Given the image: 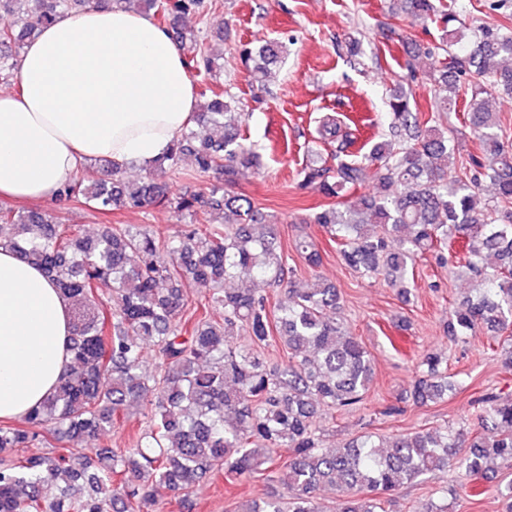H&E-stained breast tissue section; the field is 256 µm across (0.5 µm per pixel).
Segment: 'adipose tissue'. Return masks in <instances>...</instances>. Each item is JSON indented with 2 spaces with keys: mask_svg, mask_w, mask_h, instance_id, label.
Masks as SVG:
<instances>
[{
  "mask_svg": "<svg viewBox=\"0 0 512 512\" xmlns=\"http://www.w3.org/2000/svg\"><path fill=\"white\" fill-rule=\"evenodd\" d=\"M0 92V200L55 198L79 162L164 154L197 108L173 38L148 18L89 7L23 52ZM71 305L41 268L0 248V419L25 417L66 373Z\"/></svg>",
  "mask_w": 512,
  "mask_h": 512,
  "instance_id": "obj_1",
  "label": "adipose tissue"
}]
</instances>
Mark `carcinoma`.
<instances>
[{"label":"carcinoma","instance_id":"cac0c4a2","mask_svg":"<svg viewBox=\"0 0 512 512\" xmlns=\"http://www.w3.org/2000/svg\"><path fill=\"white\" fill-rule=\"evenodd\" d=\"M141 13L179 44L187 71L206 81V111L191 114L196 128L184 131L163 156L149 161V177L130 183L123 167L97 160L100 176L84 170L57 192L59 202H77L98 212L167 206L180 215L206 216L205 232L192 224L170 235L144 224H111L95 239L77 225L40 208L0 207V247L40 267L73 306L71 364L54 392L20 425H0V451L43 444L40 429L59 441L95 438L112 431L130 410L154 392L148 429L128 448L103 445L87 453L42 452L0 462V512H140L156 484L189 492L216 471L249 475L266 467L279 474L286 494L258 501L244 512H318L316 493L339 492L337 512H386L389 496L423 475L444 481L459 465L469 477L489 467L512 471V393L488 392L474 403L472 426L418 429L389 437L365 432L333 450L320 445L315 418L361 403L374 378L370 352L338 318L336 288L315 280L288 288L270 303L269 286L294 275L272 246L274 232L251 233L262 214L251 198L224 190L241 168L257 164L245 144L242 113L221 88V66L204 47L200 32L179 25L204 13V0H0L14 17L0 28V81L16 78L20 53L61 14L90 5ZM417 21H436L443 34L433 68L438 94L428 113L412 110L403 90L388 100V138L360 156L349 148L350 132L325 122V150L311 151L300 188L325 198L350 196L343 207L314 212L339 246L345 263L382 279L408 298L416 260L452 265L477 283L476 296L448 317V336L464 342L482 327L499 336L512 332V139L484 96L502 87L512 92V31L483 26L465 39L451 8L433 0H398ZM272 39L247 48L242 57L251 84L267 90L268 68L283 53ZM466 102L467 120L480 155L450 168L447 113ZM191 157L206 186L178 195L156 177L175 172ZM376 179L383 193L362 191ZM495 195L481 201L484 180ZM307 265L320 255L311 241L295 244ZM138 258L127 266L129 255ZM191 278L203 302L188 308L181 288ZM246 279L255 287L227 291L224 281ZM112 303V318L103 312ZM223 310L218 320L209 309ZM242 332L246 345L230 342ZM160 357L158 373L141 372L143 343ZM280 343L288 360L271 366L261 349ZM447 360L424 355L411 396L415 403L443 402L457 392ZM288 449V463L278 462ZM55 484L60 494L43 497Z\"/></svg>","mask_w":512,"mask_h":512}]
</instances>
